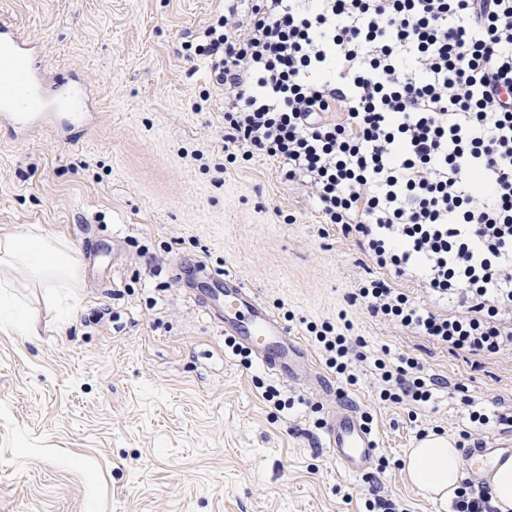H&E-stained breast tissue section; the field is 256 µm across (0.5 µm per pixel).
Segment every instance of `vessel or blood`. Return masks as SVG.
Here are the masks:
<instances>
[{"mask_svg": "<svg viewBox=\"0 0 512 512\" xmlns=\"http://www.w3.org/2000/svg\"><path fill=\"white\" fill-rule=\"evenodd\" d=\"M38 49L18 32L0 25V58L15 63L8 95L0 99V121H9L20 132H28L47 114L64 109L73 124L87 125L89 89L86 85L49 83L37 63ZM182 287L204 296L208 315L224 335L254 353L276 377L292 381L313 372L314 360L301 340L276 317L251 288L233 274L216 276L203 265L181 272ZM324 445L337 466L348 474L367 471L377 459L375 433L352 406L331 410L324 426ZM511 451L488 446L479 439L465 451L468 472L481 474Z\"/></svg>", "mask_w": 512, "mask_h": 512, "instance_id": "obj_1", "label": "vessel or blood"}]
</instances>
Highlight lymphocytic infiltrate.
I'll return each instance as SVG.
<instances>
[{"instance_id": "1", "label": "lymphocytic infiltrate", "mask_w": 512, "mask_h": 512, "mask_svg": "<svg viewBox=\"0 0 512 512\" xmlns=\"http://www.w3.org/2000/svg\"><path fill=\"white\" fill-rule=\"evenodd\" d=\"M193 53L224 88L227 159L278 160L322 223L419 273L433 304L378 277L352 301L457 354L512 350V0H252ZM308 330L355 382L361 341ZM373 366L381 400L431 402L414 358Z\"/></svg>"}]
</instances>
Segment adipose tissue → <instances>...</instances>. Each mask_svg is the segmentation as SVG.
<instances>
[{"label":"adipose tissue","mask_w":512,"mask_h":512,"mask_svg":"<svg viewBox=\"0 0 512 512\" xmlns=\"http://www.w3.org/2000/svg\"><path fill=\"white\" fill-rule=\"evenodd\" d=\"M70 252L65 241L39 226L0 237V288L44 289L59 326H69L83 308L80 277ZM404 469L413 485L445 505L460 480V454L451 439L430 436L410 449Z\"/></svg>","instance_id":"adipose-tissue-1"}]
</instances>
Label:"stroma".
Here are the masks:
<instances>
[{"instance_id": "obj_1", "label": "stroma", "mask_w": 512, "mask_h": 512, "mask_svg": "<svg viewBox=\"0 0 512 512\" xmlns=\"http://www.w3.org/2000/svg\"><path fill=\"white\" fill-rule=\"evenodd\" d=\"M251 0H0V22L35 43L57 82L92 90L96 121L70 139L0 125V236L33 225L67 241L84 307L58 329L38 288H0V313L29 309L36 333L0 324V512H444L402 469L420 432L512 444L465 430L462 396L512 407V351L458 356L351 303L390 279L421 307L417 277H390L340 227L322 226L276 159L229 164L224 90L185 44ZM255 289L311 352L330 394L232 351L173 276L176 259ZM348 321L367 343L356 384L326 365L308 323ZM417 359L432 402L379 398L371 356ZM274 389L287 407L265 398ZM357 408L380 440L370 474L320 445L330 406Z\"/></svg>"}]
</instances>
